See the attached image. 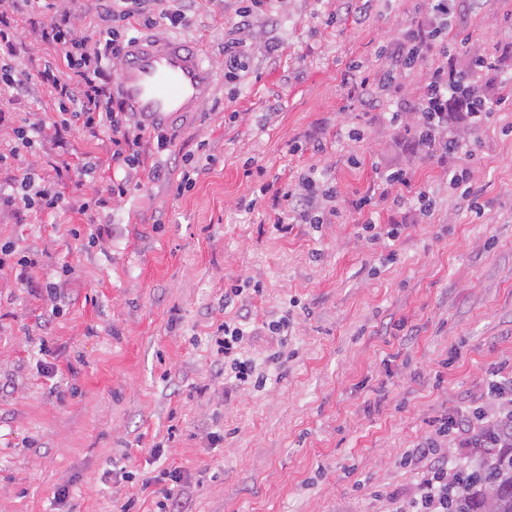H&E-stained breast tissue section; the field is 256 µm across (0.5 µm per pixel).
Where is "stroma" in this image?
Listing matches in <instances>:
<instances>
[{"instance_id":"1","label":"stroma","mask_w":512,"mask_h":512,"mask_svg":"<svg viewBox=\"0 0 512 512\" xmlns=\"http://www.w3.org/2000/svg\"><path fill=\"white\" fill-rule=\"evenodd\" d=\"M237 0H197L186 26L156 31L199 47L217 87L199 114L168 126L169 151L141 149L120 201L95 207L124 178L106 134L57 127V49L49 15L13 14L22 44L5 60L33 94L0 90V184L36 169L64 199L52 216L0 213V243L35 259L55 297L0 269V512H151L143 479L179 469L192 512H390L416 472L406 448L437 413L486 403L488 371L512 361V93L479 129L467 166L479 211L460 208L444 165L408 150L384 114L408 110L425 63L377 107L351 98L352 66L370 70L400 29L422 25L427 0H273L239 29ZM449 67L473 56L512 68V0H450ZM244 44L227 75L224 48ZM43 121L18 149L15 127ZM93 161L83 186L57 167ZM193 164L194 185L180 190ZM411 170L403 203L374 197L380 171ZM334 186L329 224L272 227L271 196L299 173ZM436 208L415 209L420 187ZM370 198L357 209L356 201ZM404 225L370 240L366 222ZM241 352L263 388L240 386L215 344L241 313ZM288 319L278 336L268 325ZM162 444L164 455L151 449ZM69 490L66 501L56 491Z\"/></svg>"}]
</instances>
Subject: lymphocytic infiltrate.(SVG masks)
<instances>
[{"mask_svg": "<svg viewBox=\"0 0 512 512\" xmlns=\"http://www.w3.org/2000/svg\"><path fill=\"white\" fill-rule=\"evenodd\" d=\"M15 11H39L52 14L49 25L42 28L43 42L54 46L60 53V62L68 68L66 79L54 78V62L44 64V75L53 79L52 87L60 115H73L83 128L106 131L110 134L113 166L125 171L126 177L113 183L107 199H121L128 193L129 180L139 167L135 145L144 139H152L158 151H167L171 138L166 129L148 128L133 119L130 112L112 101V92L105 73L119 59L129 42L128 33L137 27L150 28L157 21H168L170 26L182 24L191 0H105L104 16L112 21L107 40L95 39L92 34L77 33L73 24L77 0H0ZM448 0H431L430 14L425 25L403 30L394 52L386 66L379 68L374 78H362L353 84L351 93L367 106L378 102L379 90L387 88L406 74L416 72L426 61L439 52V37L448 29ZM495 58L480 56L472 59V93L462 96L457 90L456 70L438 65L430 74L421 98L413 110L417 123L408 137L415 150L438 152L440 162L448 158L469 154L470 148L459 137L451 135V106H459L465 112L471 127L480 128L495 112V100L481 80L482 73L495 70ZM319 185L310 176L301 178L294 187L276 189V198L285 206L275 213L273 226L277 231L288 229L289 215L306 217L317 208ZM107 199L98 200V207H105ZM62 197L44 184L34 170H27L11 187L0 186V212L25 210L41 213L60 209ZM248 315L224 323V335L217 343L225 357L231 358L235 379L248 384L253 376L248 361L238 359L237 350L245 336ZM487 414L483 408L467 404L459 405L453 412L440 413L431 424L429 433L405 451L402 461L411 466L424 463L413 496L399 504L394 512H448V455L444 446L449 437L455 436L467 447L482 446L486 438Z\"/></svg>", "mask_w": 512, "mask_h": 512, "instance_id": "lymphocytic-infiltrate-1", "label": "lymphocytic infiltrate"}]
</instances>
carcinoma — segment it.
I'll use <instances>...</instances> for the list:
<instances>
[{
  "label": "carcinoma",
  "instance_id": "1",
  "mask_svg": "<svg viewBox=\"0 0 512 512\" xmlns=\"http://www.w3.org/2000/svg\"><path fill=\"white\" fill-rule=\"evenodd\" d=\"M495 443L471 470L448 473V483L462 485L450 512H512V415L487 430Z\"/></svg>",
  "mask_w": 512,
  "mask_h": 512
}]
</instances>
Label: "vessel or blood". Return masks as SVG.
Masks as SVG:
<instances>
[{
  "label": "vessel or blood",
  "instance_id": "1",
  "mask_svg": "<svg viewBox=\"0 0 512 512\" xmlns=\"http://www.w3.org/2000/svg\"><path fill=\"white\" fill-rule=\"evenodd\" d=\"M216 73L200 50L170 37H139L124 49L116 92L125 109L152 127L199 112Z\"/></svg>",
  "mask_w": 512,
  "mask_h": 512
}]
</instances>
